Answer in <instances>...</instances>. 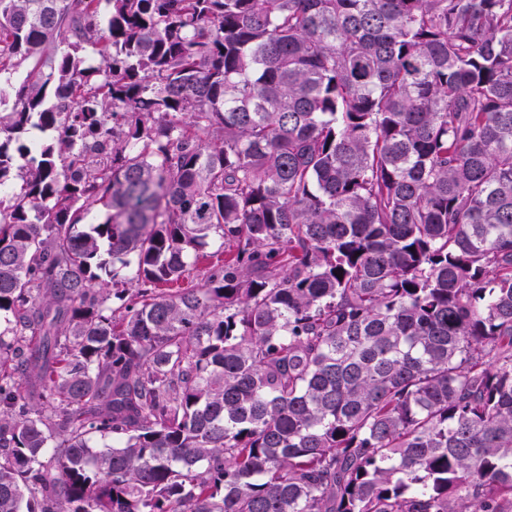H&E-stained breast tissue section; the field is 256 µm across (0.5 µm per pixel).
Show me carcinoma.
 <instances>
[{"label": "carcinoma", "instance_id": "obj_1", "mask_svg": "<svg viewBox=\"0 0 512 512\" xmlns=\"http://www.w3.org/2000/svg\"><path fill=\"white\" fill-rule=\"evenodd\" d=\"M99 2L0 0V512H512V0Z\"/></svg>", "mask_w": 512, "mask_h": 512}]
</instances>
